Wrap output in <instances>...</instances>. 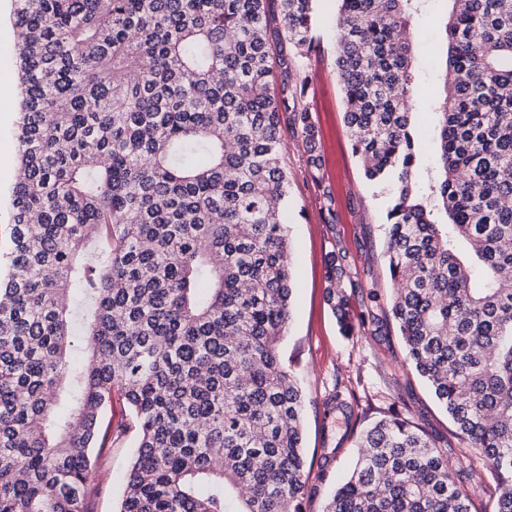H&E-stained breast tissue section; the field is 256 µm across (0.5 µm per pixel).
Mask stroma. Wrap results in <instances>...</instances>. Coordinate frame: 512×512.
Here are the masks:
<instances>
[{"mask_svg": "<svg viewBox=\"0 0 512 512\" xmlns=\"http://www.w3.org/2000/svg\"><path fill=\"white\" fill-rule=\"evenodd\" d=\"M336 0H314L315 49L301 73L309 80L308 102L318 131L322 165L310 172L300 135H289L283 152L288 198L283 208L294 268L290 322L280 356L305 394L304 451L307 460L308 512H322L336 484L354 465L362 431L379 420L391 404L419 426L452 463L471 472L464 488L476 512H493L499 492L495 474L458 440L447 413L429 387L404 361L395 328L384 335H342L325 301V261L342 252L345 291L354 315L375 309L385 315L392 281L384 259V216L396 190L393 180L374 182L364 176L352 153L344 122V103L334 67ZM448 0H423L414 24L415 69L419 95L412 102L415 121L430 123L431 102L440 89V63L446 56L444 27ZM19 87L0 92V256L9 250V173L18 152ZM352 395V415L329 413L335 391ZM137 431L120 396L112 398V449L95 460L89 476L91 512H117Z\"/></svg>", "mask_w": 512, "mask_h": 512, "instance_id": "stroma-1", "label": "stroma"}]
</instances>
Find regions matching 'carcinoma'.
<instances>
[{
    "label": "carcinoma",
    "mask_w": 512,
    "mask_h": 512,
    "mask_svg": "<svg viewBox=\"0 0 512 512\" xmlns=\"http://www.w3.org/2000/svg\"><path fill=\"white\" fill-rule=\"evenodd\" d=\"M313 0H14L21 86L14 224L0 276V512H88L112 395L139 439L118 512H306L304 396L279 202L286 135L317 131L297 78ZM352 152L391 177L385 261L406 359L512 512V0H450L419 187L410 37L421 0H338ZM329 261L325 298L355 321ZM66 388L70 408L53 411ZM323 512H472L448 451L398 406ZM278 0H273L269 4V19H268V36L269 40L279 55L288 57V45L282 44L280 41V16L278 11Z\"/></svg>",
    "instance_id": "carcinoma-1"
}]
</instances>
